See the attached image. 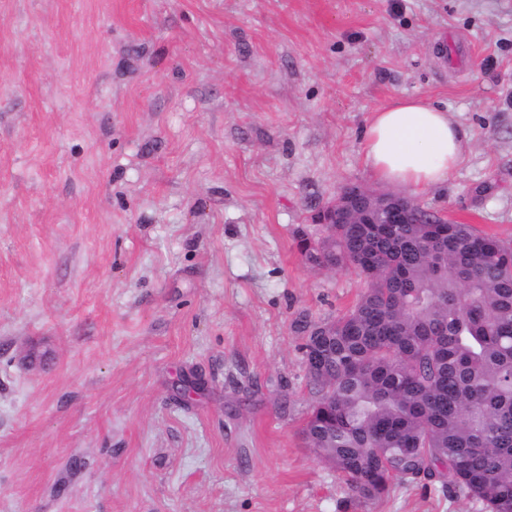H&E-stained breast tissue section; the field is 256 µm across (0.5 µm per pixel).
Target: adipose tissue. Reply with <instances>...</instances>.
<instances>
[{"instance_id":"1","label":"adipose tissue","mask_w":512,"mask_h":512,"mask_svg":"<svg viewBox=\"0 0 512 512\" xmlns=\"http://www.w3.org/2000/svg\"><path fill=\"white\" fill-rule=\"evenodd\" d=\"M464 144L465 135L447 110L403 97L372 113L363 154L377 181L423 191L448 180L463 159Z\"/></svg>"}]
</instances>
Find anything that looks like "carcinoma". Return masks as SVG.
<instances>
[{"mask_svg":"<svg viewBox=\"0 0 512 512\" xmlns=\"http://www.w3.org/2000/svg\"><path fill=\"white\" fill-rule=\"evenodd\" d=\"M306 261L366 281L302 345L308 447L359 498L432 485L512 512V243L471 224H324Z\"/></svg>","mask_w":512,"mask_h":512,"instance_id":"obj_1","label":"carcinoma"}]
</instances>
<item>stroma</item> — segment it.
Listing matches in <instances>:
<instances>
[{
  "mask_svg": "<svg viewBox=\"0 0 512 512\" xmlns=\"http://www.w3.org/2000/svg\"><path fill=\"white\" fill-rule=\"evenodd\" d=\"M402 97L467 133L415 202L512 238V0H0V512H482L300 436L365 282L296 238Z\"/></svg>",
  "mask_w": 512,
  "mask_h": 512,
  "instance_id": "obj_1",
  "label": "stroma"
}]
</instances>
